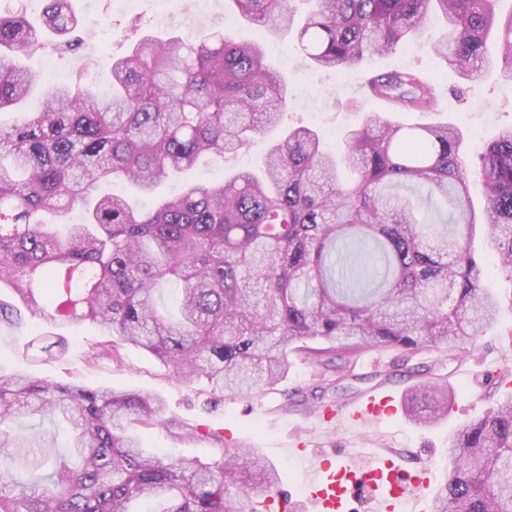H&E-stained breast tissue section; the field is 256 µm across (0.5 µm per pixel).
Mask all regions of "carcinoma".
I'll use <instances>...</instances> for the list:
<instances>
[{
  "label": "carcinoma",
  "instance_id": "obj_1",
  "mask_svg": "<svg viewBox=\"0 0 512 512\" xmlns=\"http://www.w3.org/2000/svg\"><path fill=\"white\" fill-rule=\"evenodd\" d=\"M276 33L296 31L317 68L346 71L420 35L433 15L447 33L438 57L460 81L501 64L512 79V8L500 0H234ZM70 0H48L42 21L0 10V110L41 82L27 56L49 45L83 48ZM112 96L82 73L44 92L37 109L0 128V324L25 314L54 326L90 320L121 362L126 345L158 358L179 379L250 395L288 373L302 350L341 370L366 348L417 353L474 343L497 323L502 297L484 287L476 225L512 283V126L473 168L460 128L406 127L377 112L327 147L316 131L284 126L288 86L264 46L232 34L168 40L133 31L110 62ZM369 96L392 112H436L435 84L416 69L376 72ZM274 133L261 167L216 183L183 181L139 207L100 194L115 179L151 195L201 159L227 161ZM486 200L476 214L472 178ZM406 188L438 199L446 224H423ZM177 285L176 313L161 304ZM448 383L411 387L405 409L431 424L454 401ZM163 403L144 391L87 388L0 373V512H258L240 491L278 483L249 448H219L213 463L166 459L131 434L160 422ZM67 425L66 449L44 429ZM432 512H512V391L448 439V481Z\"/></svg>",
  "mask_w": 512,
  "mask_h": 512
}]
</instances>
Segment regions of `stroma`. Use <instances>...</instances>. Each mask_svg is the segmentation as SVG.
I'll list each match as a JSON object with an SVG mask.
<instances>
[{
  "label": "stroma",
  "instance_id": "35a3bbf8",
  "mask_svg": "<svg viewBox=\"0 0 512 512\" xmlns=\"http://www.w3.org/2000/svg\"><path fill=\"white\" fill-rule=\"evenodd\" d=\"M72 4L88 26L85 47L79 55L59 61L47 48L33 53L30 65L44 78L41 89L31 97V105H38L44 89L69 82L79 70H90L96 90L108 93L112 80L108 62L128 50L130 25L139 21L147 32L163 38L195 37L220 27L239 38L263 40L268 61L292 89L285 124L314 127L332 146L346 129L361 121L364 113L388 112L384 101L356 91L368 74L377 70L420 69L439 91L438 111L400 112L395 116L400 123L456 124L473 151L501 126L512 124V85L494 73L461 83L432 52L431 46L439 37L434 28L421 40L373 56L359 69L340 74L311 67L291 35L273 36L247 24L231 0H212L210 13L203 18L195 14L194 0H176L167 13L158 0H139L132 10L123 8L118 0H72ZM101 18L107 20V27L98 26ZM47 331L37 317L28 319L21 333L0 325V370L89 388L107 386L118 392L143 390L158 395L164 403L163 420L143 431L145 448L208 463L217 460L218 449L225 446L254 449L279 473L275 490L253 493L258 501L274 499L275 512H310L301 494L313 466L310 457L291 452L290 445L296 440L315 451L353 462L364 461L365 449L373 448L383 455H395L411 471L428 465L437 476L435 488H442L447 479L449 433L458 423L493 406L500 395L494 370L512 369L510 309L503 310L497 326L473 346L418 354L367 349L350 362L349 370L357 377L352 389L328 390L324 394L326 404L340 407L374 389L393 393L397 403H404L407 391L419 380V370L428 365L446 376L455 391L448 416L433 425H420L401 410L387 420L326 425L302 404L317 385L320 369L301 354L290 355V371L274 389L241 398L213 392L203 381L185 383L156 357L132 346L123 348L122 364L89 362V354L103 341L90 322L78 321L53 330L65 340L62 352L52 348Z\"/></svg>",
  "mask_w": 512,
  "mask_h": 512
}]
</instances>
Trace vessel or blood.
<instances>
[{
  "mask_svg": "<svg viewBox=\"0 0 512 512\" xmlns=\"http://www.w3.org/2000/svg\"><path fill=\"white\" fill-rule=\"evenodd\" d=\"M393 411L392 396L373 391L345 406L343 414L359 422L368 417L380 419ZM432 483V473L410 478L391 458L377 452L370 455L364 465L335 463L325 456L307 486L306 499L314 512H346L354 492L368 491L374 494L379 512H403L408 498L426 500Z\"/></svg>",
  "mask_w": 512,
  "mask_h": 512,
  "instance_id": "obj_1",
  "label": "vessel or blood"
}]
</instances>
